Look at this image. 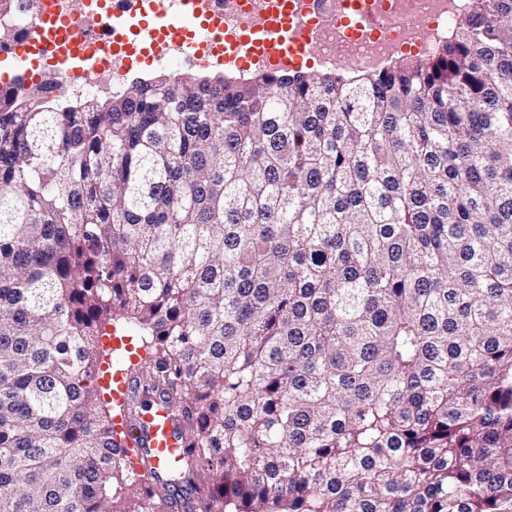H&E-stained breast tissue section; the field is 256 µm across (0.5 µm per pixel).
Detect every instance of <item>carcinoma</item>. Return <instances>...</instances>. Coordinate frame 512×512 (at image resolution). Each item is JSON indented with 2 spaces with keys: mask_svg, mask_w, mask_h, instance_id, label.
I'll use <instances>...</instances> for the list:
<instances>
[{
  "mask_svg": "<svg viewBox=\"0 0 512 512\" xmlns=\"http://www.w3.org/2000/svg\"><path fill=\"white\" fill-rule=\"evenodd\" d=\"M183 423L132 469L97 385ZM512 512V0L354 76L0 97V512ZM110 336H115L113 334V330L116 333V336H124V341L122 339H119L117 337H114L113 339L116 340V345H114V349H121L123 342L127 344L126 350L132 351L134 348H138L141 346L140 336L138 330L130 324H126L125 322H121L119 324H115L112 322V325H106L105 329Z\"/></svg>",
  "mask_w": 512,
  "mask_h": 512,
  "instance_id": "obj_1",
  "label": "carcinoma"
}]
</instances>
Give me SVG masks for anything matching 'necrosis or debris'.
<instances>
[{"mask_svg":"<svg viewBox=\"0 0 512 512\" xmlns=\"http://www.w3.org/2000/svg\"><path fill=\"white\" fill-rule=\"evenodd\" d=\"M63 14L78 22L79 31L90 44L107 42L112 17L132 23L128 0H56ZM465 0H362L359 11L382 12L387 22L379 32L348 29L329 21L320 31L315 51L321 66H340L355 71H372L384 67L395 55L408 48L416 53L430 54L439 40L448 35V28L461 12ZM43 0H0V29L8 30L11 42L28 39L39 22ZM72 61L59 63L63 73L57 93L82 99L104 94L122 93L128 74L122 62H113L106 69H94L84 63L81 74H73Z\"/></svg>","mask_w":512,"mask_h":512,"instance_id":"1","label":"necrosis or debris"}]
</instances>
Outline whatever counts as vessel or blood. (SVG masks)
<instances>
[{
	"label": "vessel or blood",
	"mask_w": 512,
	"mask_h": 512,
	"mask_svg": "<svg viewBox=\"0 0 512 512\" xmlns=\"http://www.w3.org/2000/svg\"><path fill=\"white\" fill-rule=\"evenodd\" d=\"M224 17L212 10L210 0H156V6L141 12L139 25L126 27L122 21H113L108 52L124 53L148 60L155 59L172 43L194 44L206 48L215 59L233 61L243 41L233 33L224 32ZM77 26L56 7H49L41 18L36 38L15 45L12 54L24 69L26 80L40 82L45 73L39 64L48 51L59 55L81 56L86 52L84 43L76 38ZM156 32V39L139 40L140 31ZM253 32L259 33L260 49L253 55V63L301 67L308 56L309 45L317 42L319 31L299 23L270 25L264 6H257ZM117 432H126L142 446V453L131 455L134 468L143 462L150 464L159 474H167L181 460L180 423L160 397L147 398L131 419L115 417Z\"/></svg>",
	"instance_id": "obj_1"
}]
</instances>
